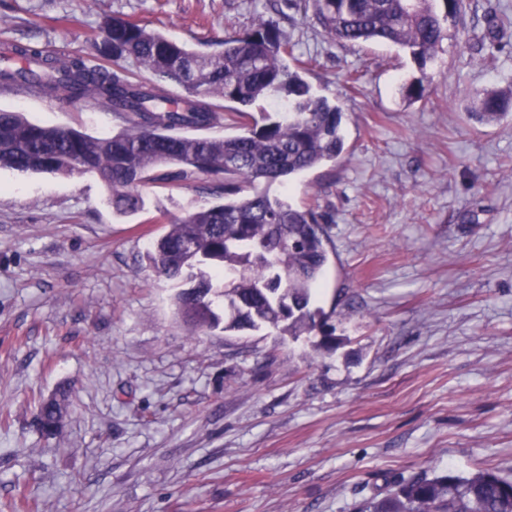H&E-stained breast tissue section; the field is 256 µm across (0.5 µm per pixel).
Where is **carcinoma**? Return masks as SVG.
Instances as JSON below:
<instances>
[{
	"label": "carcinoma",
	"mask_w": 512,
	"mask_h": 512,
	"mask_svg": "<svg viewBox=\"0 0 512 512\" xmlns=\"http://www.w3.org/2000/svg\"><path fill=\"white\" fill-rule=\"evenodd\" d=\"M307 0L305 9L325 35L345 44H383L405 52L423 67L448 37V19L466 0ZM220 49L201 52L136 22L114 19L95 44L107 66L80 55L47 54L15 45L25 65L0 69V86L30 87L69 101L103 104L123 121L118 132L92 136L29 121L0 111V168L64 176L95 174L108 187L112 207L134 212L140 189L151 183L210 178L204 191L224 198L167 220L166 232L148 253L149 267L190 286L176 295L177 310L194 331L219 323L224 330L271 327L290 336L321 335L319 347L336 348L329 316L312 307L329 262L331 238L324 216L272 196L261 184L281 183L344 151L342 112L316 94L292 67L296 44L273 17H261ZM148 72L133 79V69ZM175 84L184 95L169 96ZM219 98L229 104L235 135L196 137L182 128L220 123ZM275 99L278 118H257L250 107ZM470 115L493 125L512 118V91L475 87ZM62 400H43L36 422L55 435ZM355 512H512V478L487 469L468 475L417 473L391 481L382 497L360 502Z\"/></svg>",
	"instance_id": "1"
}]
</instances>
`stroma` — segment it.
<instances>
[{
  "instance_id": "stroma-1",
  "label": "stroma",
  "mask_w": 512,
  "mask_h": 512,
  "mask_svg": "<svg viewBox=\"0 0 512 512\" xmlns=\"http://www.w3.org/2000/svg\"><path fill=\"white\" fill-rule=\"evenodd\" d=\"M276 3L305 79L343 112L333 163L268 185L330 221L318 307L331 354L269 329L193 332L146 259L165 217L211 204L157 183L113 211L95 175L0 169V512H354L394 476L512 478V119L471 120L474 87H512V0H469L435 62L341 45L303 0H0L15 43L93 57L113 18L187 47ZM359 71L356 90L345 77ZM421 79L426 99L403 83ZM0 109L92 135L93 101L0 92ZM68 389L57 437L34 425Z\"/></svg>"
}]
</instances>
